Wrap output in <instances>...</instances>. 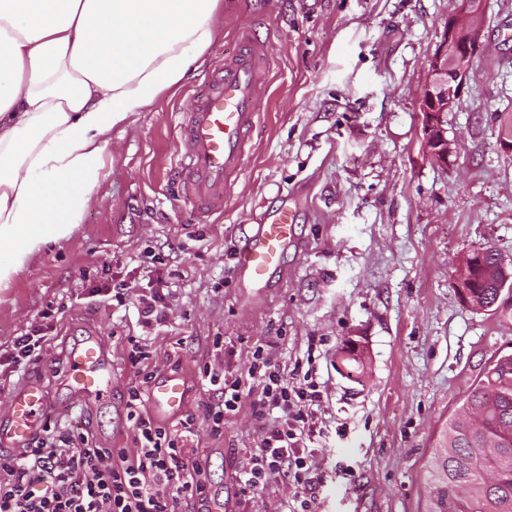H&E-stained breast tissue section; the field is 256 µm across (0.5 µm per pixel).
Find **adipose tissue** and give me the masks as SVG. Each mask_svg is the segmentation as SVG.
<instances>
[{
    "mask_svg": "<svg viewBox=\"0 0 512 512\" xmlns=\"http://www.w3.org/2000/svg\"><path fill=\"white\" fill-rule=\"evenodd\" d=\"M222 0H0V288L69 237L114 129L197 69Z\"/></svg>",
    "mask_w": 512,
    "mask_h": 512,
    "instance_id": "1",
    "label": "adipose tissue"
}]
</instances>
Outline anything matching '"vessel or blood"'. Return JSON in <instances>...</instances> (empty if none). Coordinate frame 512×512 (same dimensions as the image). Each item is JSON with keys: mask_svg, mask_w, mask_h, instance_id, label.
<instances>
[{"mask_svg": "<svg viewBox=\"0 0 512 512\" xmlns=\"http://www.w3.org/2000/svg\"><path fill=\"white\" fill-rule=\"evenodd\" d=\"M234 59L215 67L211 78L193 94L191 108L179 122L177 174L180 191L193 208L195 222L207 221L224 210V188L240 167L248 136L259 121L269 90L271 53L265 41L248 28L239 30ZM297 211L283 203L254 225L238 252L235 270L241 287H270L281 271L284 256L295 235ZM64 387L81 404L104 401L110 391L112 371L100 331H87L67 354ZM187 402L181 376L162 375L152 386L148 407L159 419L177 416ZM50 411L41 385L28 382L9 396L0 416V453L22 452L42 430Z\"/></svg>", "mask_w": 512, "mask_h": 512, "instance_id": "b4317fda", "label": "vessel or blood"}]
</instances>
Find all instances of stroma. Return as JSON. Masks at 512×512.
I'll return each instance as SVG.
<instances>
[{
    "label": "stroma",
    "mask_w": 512,
    "mask_h": 512,
    "mask_svg": "<svg viewBox=\"0 0 512 512\" xmlns=\"http://www.w3.org/2000/svg\"><path fill=\"white\" fill-rule=\"evenodd\" d=\"M457 0H224L223 31L194 75L113 133L105 177L66 239L0 288V346L49 303L65 314L42 362L0 383H39L58 426H81L102 448L133 447L126 420L135 370L127 339L144 338L155 373H178L187 410L204 398L197 364L228 369L275 339L287 368L311 371L322 393L315 462L318 512H424L426 470L450 417L488 362L512 352V310L464 305L450 282L457 259L491 247L512 260V156L496 147V113H512V0H487L483 52L448 115L459 155L441 167L422 152L418 97L428 60ZM251 27L270 45V90L224 211L193 221L175 185L178 119L215 64ZM300 213L287 275L265 299L242 300L235 256L253 224L280 201ZM167 281L166 323L142 326L133 306L90 301L88 289ZM99 329L112 363V398L75 403L61 387L65 353ZM365 355L347 377L339 350ZM256 436L248 406L217 440L192 447L211 461V489L237 508L233 471Z\"/></svg>",
    "instance_id": "stroma-1"
}]
</instances>
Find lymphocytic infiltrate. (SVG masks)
Masks as SVG:
<instances>
[{
	"label": "lymphocytic infiltrate",
	"instance_id": "lymphocytic-infiltrate-1",
	"mask_svg": "<svg viewBox=\"0 0 512 512\" xmlns=\"http://www.w3.org/2000/svg\"><path fill=\"white\" fill-rule=\"evenodd\" d=\"M130 291L127 283L116 284L112 298L120 305L132 302L142 324L166 322V282L135 297ZM63 313L60 305L42 310L40 324L16 337L0 356V376L10 377L39 361ZM277 347L274 341L254 346L240 369L201 363L198 373L206 398L198 411L171 427L146 411L154 374L143 372L126 397L135 451L100 448L85 433L44 426L21 455L0 456V512H208L210 461L189 444L202 426L212 437L223 436L225 421L238 413L249 388L260 436L244 448L234 471L238 506L242 512H257L270 483L284 477L294 487L291 512H316L322 477L313 461L314 408L321 393L308 378L285 372Z\"/></svg>",
	"mask_w": 512,
	"mask_h": 512
}]
</instances>
